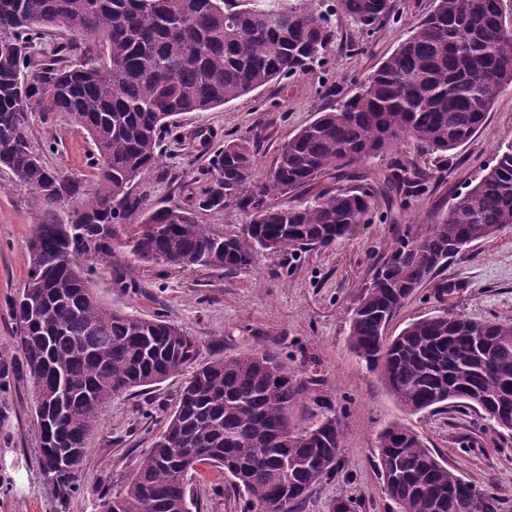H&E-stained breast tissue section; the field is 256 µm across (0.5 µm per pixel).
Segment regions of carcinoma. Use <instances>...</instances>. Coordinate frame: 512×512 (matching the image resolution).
<instances>
[{
    "label": "carcinoma",
    "instance_id": "cac0c4a2",
    "mask_svg": "<svg viewBox=\"0 0 512 512\" xmlns=\"http://www.w3.org/2000/svg\"><path fill=\"white\" fill-rule=\"evenodd\" d=\"M369 32L390 0H336ZM505 0H432V9L352 95L318 112L255 174L254 146L224 141L211 159L198 209L233 206L250 221L218 234L179 205L160 206L132 225L136 259L168 267L237 274L256 257L327 248L363 224L375 203H405L429 175L394 160L382 172L360 163L413 139L446 157L483 127L512 85V28ZM63 26L94 45L57 46L37 61L31 49ZM335 38L327 16L289 0H0V168L42 203L27 275L11 305L14 351L33 382L36 419L55 415L40 440L42 475L59 499L77 490L80 465L50 473L47 463L84 451L112 399L144 391L191 369L165 430L106 512H190L183 453L217 468L246 512H295L340 468L336 417L306 428L291 421L303 383L268 349L198 363L200 344L159 316L112 308L93 276L114 230L137 205L131 185L159 161L163 131L187 112H204L319 64ZM66 112L90 136L98 188L81 199L79 181L48 169L26 138L27 115ZM325 178L336 187L317 189ZM80 201L84 223L60 237L62 205ZM512 225V144L453 198L437 224L399 240L360 293L349 349L380 375L410 414L471 409L512 434V317L477 320L445 304L455 292L440 277L448 260ZM432 286L442 306L391 338L386 328L417 289ZM376 468L397 512H502L494 487L469 484L402 424L379 435Z\"/></svg>",
    "mask_w": 512,
    "mask_h": 512
}]
</instances>
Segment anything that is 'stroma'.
Listing matches in <instances>:
<instances>
[{
  "label": "stroma",
  "mask_w": 512,
  "mask_h": 512,
  "mask_svg": "<svg viewBox=\"0 0 512 512\" xmlns=\"http://www.w3.org/2000/svg\"><path fill=\"white\" fill-rule=\"evenodd\" d=\"M431 3L391 0L392 16L366 34L337 13L332 0H314L336 31L322 64L215 109L181 115L162 139L158 165L132 187L139 206L116 225L112 253L94 275L102 300L144 318L163 315L198 338L203 356L251 348L279 352L304 384L292 416L297 426L337 417L343 434L340 469L297 512H328L337 498L355 500L358 512H392L375 468L378 435L392 423L415 431L475 485L501 489L504 512H512V436L468 409L405 413L348 346L356 299L381 259L403 236L437 223L454 195L493 161L496 149L512 143V87L495 100L483 128L434 172L428 193L412 199L392 221L387 205L378 204L367 223L330 247L263 253L252 268L230 277L218 269L145 263L123 242L148 207L194 203L224 139H249L258 168H269L318 109L334 105L351 80L365 79L410 35ZM26 128L47 167L81 181L85 195L95 193L93 144L83 129L62 112L29 113ZM41 214L40 203L0 170V512H98L100 497L118 494L139 468L176 404L182 379L155 387L147 416L143 397L113 399L88 443L77 492L58 500L39 469L33 383L11 350L17 324L10 302L24 284L28 240ZM443 276L456 286L451 303L466 315L512 317V226L451 259ZM189 484L197 512H241L238 494L216 470L191 477Z\"/></svg>",
  "instance_id": "1"
}]
</instances>
